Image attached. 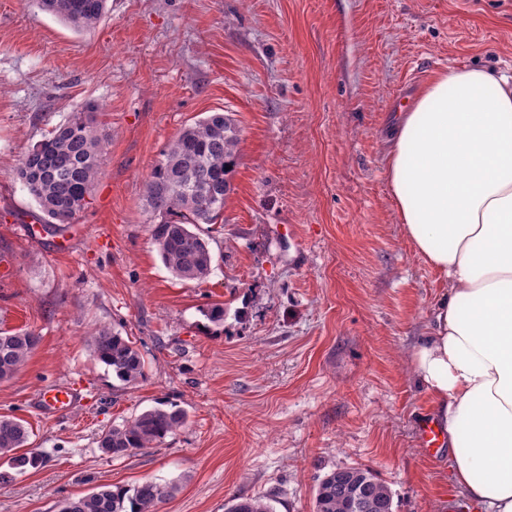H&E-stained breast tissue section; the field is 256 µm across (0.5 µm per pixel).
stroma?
<instances>
[{"label": "stroma", "instance_id": "1", "mask_svg": "<svg viewBox=\"0 0 512 512\" xmlns=\"http://www.w3.org/2000/svg\"><path fill=\"white\" fill-rule=\"evenodd\" d=\"M78 32L36 0H0V327L33 331L0 381V415L27 422L45 463H0V512H59L112 484H175L159 512H225L274 495L314 512L332 469L371 470L393 512L477 509L450 448L416 434L431 414L412 369L448 286L405 236L388 189L391 97L436 74L512 71V0H109ZM109 135L93 196L54 234L14 177L21 156L76 106ZM239 127L233 190L202 225V283L164 266L143 183L184 126ZM224 306V322L203 311ZM128 336L145 379L97 362L95 330ZM76 401L55 413L52 389ZM175 403L186 424L113 457L101 432Z\"/></svg>", "mask_w": 512, "mask_h": 512}]
</instances>
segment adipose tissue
<instances>
[{
    "label": "adipose tissue",
    "instance_id": "1",
    "mask_svg": "<svg viewBox=\"0 0 512 512\" xmlns=\"http://www.w3.org/2000/svg\"><path fill=\"white\" fill-rule=\"evenodd\" d=\"M406 236L448 282L412 353L478 512H512V75H437L385 158Z\"/></svg>",
    "mask_w": 512,
    "mask_h": 512
}]
</instances>
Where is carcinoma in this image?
<instances>
[{"instance_id":"1","label":"carcinoma","mask_w":512,"mask_h":512,"mask_svg":"<svg viewBox=\"0 0 512 512\" xmlns=\"http://www.w3.org/2000/svg\"><path fill=\"white\" fill-rule=\"evenodd\" d=\"M39 7L80 31L94 27L107 11V0H36ZM108 134L96 108L83 106L58 123L25 153L15 178L43 214V223L58 231L85 209L101 167ZM239 129L229 112H213L184 127L162 151L144 181L145 210L156 219L151 238L164 266L181 280L202 283L212 273L209 243L195 230L215 224L224 213L237 165ZM38 344L27 329H0V381L12 377ZM96 360L119 381L134 385L145 377V362L133 342L108 327L90 341ZM176 403L154 408L101 433L102 451L120 457L154 448L186 424ZM29 437L23 420L0 416V458L15 469H37L44 458L22 451ZM363 488L357 512H392L388 487L367 469L349 467L327 473L318 483L315 512H348L352 487ZM167 483L145 481L134 487L108 485L66 500L60 512H158L172 494ZM273 495L236 497L227 512H274Z\"/></svg>"}]
</instances>
